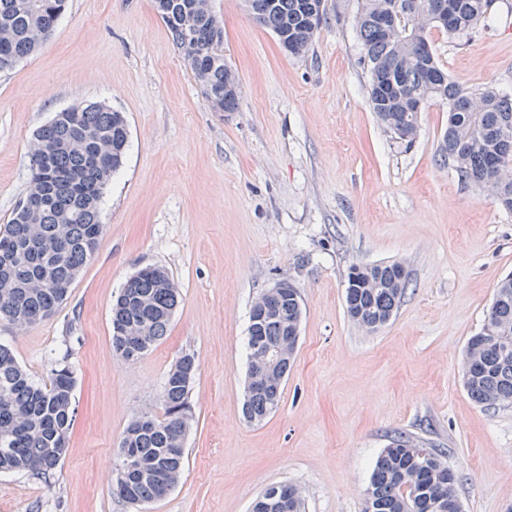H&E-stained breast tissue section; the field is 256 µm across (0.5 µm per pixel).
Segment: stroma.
<instances>
[{"label":"stroma","mask_w":512,"mask_h":512,"mask_svg":"<svg viewBox=\"0 0 512 512\" xmlns=\"http://www.w3.org/2000/svg\"><path fill=\"white\" fill-rule=\"evenodd\" d=\"M360 0H324L294 57L242 0H210L236 72V111L213 112L153 0H69L34 55L0 71V225L29 189L30 145L86 100L123 112L129 147L105 191L97 249L54 314L0 344L45 382L76 376L69 450L53 477L0 472V512H250L267 486L300 487L305 512H362L375 459L398 435L442 450L463 512H512V406L484 409L463 358L497 284L512 274V213L438 155L446 104L412 146L372 112L353 29ZM449 79L512 95V0L465 35L431 30ZM403 262L410 286L369 333L346 314L352 264ZM166 268L181 301L167 336L135 361L112 350V301L141 268ZM295 284L303 315L278 409L241 414L252 302ZM185 352L199 360L183 474L149 504L112 494L134 416L162 414Z\"/></svg>","instance_id":"obj_1"}]
</instances>
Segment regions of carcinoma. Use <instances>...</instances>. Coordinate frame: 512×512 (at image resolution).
Returning <instances> with one entry per match:
<instances>
[{"instance_id": "cac0c4a2", "label": "carcinoma", "mask_w": 512, "mask_h": 512, "mask_svg": "<svg viewBox=\"0 0 512 512\" xmlns=\"http://www.w3.org/2000/svg\"><path fill=\"white\" fill-rule=\"evenodd\" d=\"M260 25L272 32L288 29L299 54L308 50L316 28L300 19L310 5L324 0H272ZM385 0H361L355 18L369 81V104L391 137L410 144L417 135V98L448 105V125L439 147L442 163H452L462 180L496 198L512 213V96L489 86L472 93L451 82L432 47L420 52L435 23L449 34H463L486 19L492 0H446L448 22L425 9L430 0H397L394 25L378 18ZM66 0H0V62H18L49 37ZM174 46L202 88L214 112H233L240 83L224 61V28L213 22L207 0H154ZM128 146L122 113L101 102L63 111L38 130L31 148L30 183L38 194L20 205L0 228V319L22 328L50 317L94 255L104 224L100 205ZM409 286L400 262L353 264L345 283L348 318L367 332L384 326ZM179 301V288L160 267H144L122 287L112 306V346L125 361L149 351L166 335ZM301 294L290 285L275 310L249 311L247 345L277 347L301 324ZM198 369L186 353L169 370L163 387L164 415H139L120 441L121 461L113 488L123 501L160 500L178 483L184 442L192 419L190 393ZM464 383L478 405L512 404V276L501 280L482 330L465 350ZM75 372L57 365L49 382L34 379L0 345V472L29 471L51 477L68 450L73 426ZM281 387L244 393L242 413L259 423L279 406ZM415 440L398 436L383 449L365 489L362 512H417L423 497L459 501L458 477L440 455L419 459ZM152 471L128 468L127 456Z\"/></svg>"}]
</instances>
